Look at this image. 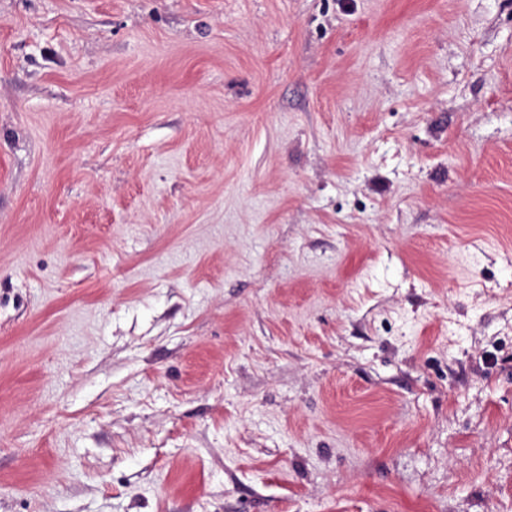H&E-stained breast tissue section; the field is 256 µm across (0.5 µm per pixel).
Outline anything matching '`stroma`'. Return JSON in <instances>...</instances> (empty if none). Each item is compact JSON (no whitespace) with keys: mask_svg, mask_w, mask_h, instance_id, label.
<instances>
[{"mask_svg":"<svg viewBox=\"0 0 512 512\" xmlns=\"http://www.w3.org/2000/svg\"><path fill=\"white\" fill-rule=\"evenodd\" d=\"M0 512H512V0H0Z\"/></svg>","mask_w":512,"mask_h":512,"instance_id":"35a3bbf8","label":"stroma"}]
</instances>
